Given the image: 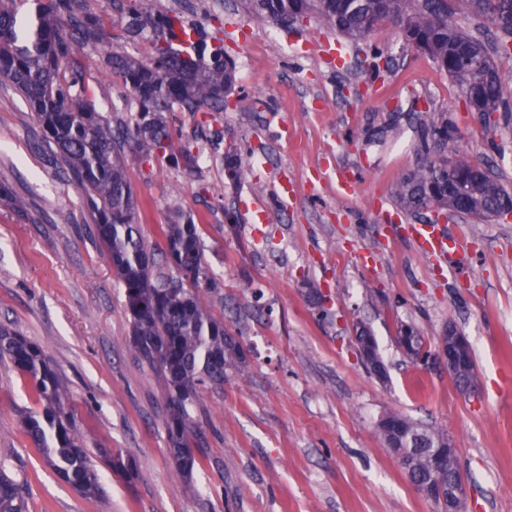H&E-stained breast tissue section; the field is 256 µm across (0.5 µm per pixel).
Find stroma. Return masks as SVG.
Returning <instances> with one entry per match:
<instances>
[{"label":"stroma","instance_id":"obj_1","mask_svg":"<svg viewBox=\"0 0 512 512\" xmlns=\"http://www.w3.org/2000/svg\"><path fill=\"white\" fill-rule=\"evenodd\" d=\"M138 5L180 13L223 40L236 64V108L170 116L199 169L133 160L128 173L146 245L159 244L175 211L194 214L221 284L211 308L244 362L202 390L191 444L204 465L182 478L167 451L162 384L131 348L123 290L83 195L56 166L31 106L0 82V183L24 202L0 203V325L51 358L102 487L84 497L44 463L20 427L36 407L30 382L0 366V468L25 482L29 512H438L385 448L376 422L387 411L447 430L467 512H512V218L449 213L462 250L446 269L403 233L430 212L394 196L418 161L421 124L443 116L456 127L448 156L470 153L512 192V123L467 111L447 72L390 23L370 35L387 61L375 79L361 45L346 44L337 67L323 52L335 30L257 24L243 0H85L110 40L141 57L146 41L124 33ZM76 59L97 111L133 123L138 103L102 51ZM231 141L254 156L234 183L224 171ZM340 177L354 193L337 191ZM315 290L323 306L311 302ZM359 320L377 338L386 381L361 362ZM451 323L472 345L477 395L461 394L436 358L410 361L395 339L409 324L429 343Z\"/></svg>","mask_w":512,"mask_h":512}]
</instances>
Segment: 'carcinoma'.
Instances as JSON below:
<instances>
[{
  "instance_id": "cac0c4a2",
  "label": "carcinoma",
  "mask_w": 512,
  "mask_h": 512,
  "mask_svg": "<svg viewBox=\"0 0 512 512\" xmlns=\"http://www.w3.org/2000/svg\"><path fill=\"white\" fill-rule=\"evenodd\" d=\"M36 23L17 29L14 0H0V81L9 82L34 108L44 143L65 164L67 174L86 197L94 233L124 288L125 308L132 323V348L141 363L160 378L167 402L165 419L170 457L190 478L199 460L190 448L192 411L207 385L224 384V371L243 362L240 343L224 328L204 294L219 293L208 273L198 225L193 215L177 211L160 225L163 264L148 250L137 224L136 202L128 176L125 149L141 163L165 157L193 172L199 156L187 144L173 152L171 112L225 109L236 84L234 63L224 46L198 39L176 47L186 30L178 14H147L129 10L126 33L149 32V60L126 54L106 39L104 23L84 10L85 0H37ZM451 0H247V10L259 24L315 18L355 40L366 39L381 23L392 21L405 41L429 55L457 83L470 111L491 123L494 114L512 112L506 88L512 72L498 69L484 43L451 20ZM465 8L485 19L497 37L496 49L512 56V0H462ZM102 48L105 64L135 96L139 108L134 127L112 132L85 91V77L72 64L74 54ZM448 118L422 124L420 162L397 183L395 197L404 207L428 206L479 219L512 213V196L492 175L479 170L471 156L454 158L451 182H445L431 143L453 135ZM253 154L231 147L224 170L236 181L250 167ZM166 266L169 275L161 270ZM205 288H200V284ZM0 362L26 376L40 408L22 416L21 428L57 475L86 497L99 491L72 417L64 407L68 387L47 353L7 327H0ZM384 417L405 441L414 433L427 436L431 447L394 449L418 492L448 485V431L427 430L411 419L388 411ZM0 512H28L24 483L0 468Z\"/></svg>"
}]
</instances>
